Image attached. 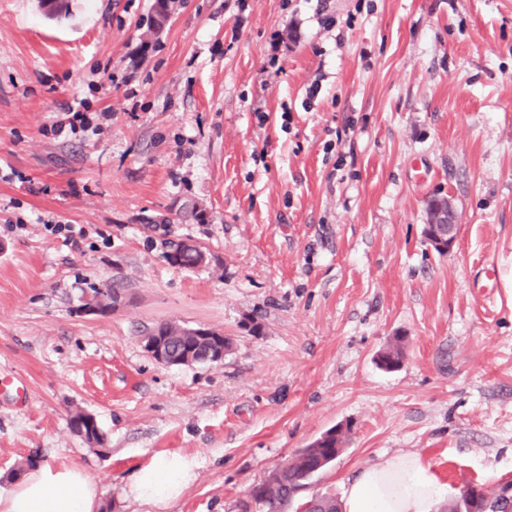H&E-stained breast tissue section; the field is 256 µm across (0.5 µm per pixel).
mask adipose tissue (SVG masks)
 I'll use <instances>...</instances> for the list:
<instances>
[{"label":"adipose tissue","instance_id":"adipose-tissue-1","mask_svg":"<svg viewBox=\"0 0 512 512\" xmlns=\"http://www.w3.org/2000/svg\"><path fill=\"white\" fill-rule=\"evenodd\" d=\"M197 464L179 454L154 457L137 474L130 493L139 502L167 507L195 482ZM443 495L429 466L416 455L363 467L346 483L342 512H434ZM97 486L75 465L38 466L4 494L0 512H100Z\"/></svg>","mask_w":512,"mask_h":512}]
</instances>
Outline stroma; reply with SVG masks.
I'll use <instances>...</instances> for the list:
<instances>
[{
    "label": "stroma",
    "instance_id": "35a3bbf8",
    "mask_svg": "<svg viewBox=\"0 0 512 512\" xmlns=\"http://www.w3.org/2000/svg\"><path fill=\"white\" fill-rule=\"evenodd\" d=\"M62 2L0 0V379L26 388L0 392V492L35 456L83 468L102 512H155L128 488L179 453L198 478L166 512H240L338 425L285 512L405 453L449 502L512 480V0H176L148 42L154 0ZM80 100L98 130L54 135ZM179 238L207 264H169ZM164 322L232 346L159 365ZM432 213L433 224H427L429 241L439 252L448 253L456 242L457 213L447 199L439 201L438 207Z\"/></svg>",
    "mask_w": 512,
    "mask_h": 512
}]
</instances>
